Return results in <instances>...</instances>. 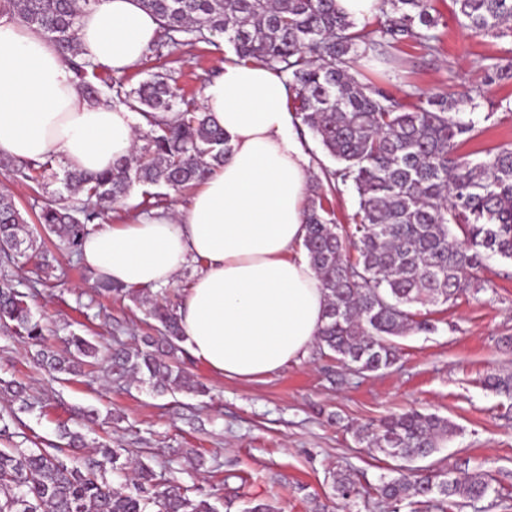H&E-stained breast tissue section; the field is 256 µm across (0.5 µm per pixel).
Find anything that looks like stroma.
Wrapping results in <instances>:
<instances>
[{
	"label": "stroma",
	"mask_w": 512,
	"mask_h": 512,
	"mask_svg": "<svg viewBox=\"0 0 512 512\" xmlns=\"http://www.w3.org/2000/svg\"><path fill=\"white\" fill-rule=\"evenodd\" d=\"M432 6L441 19L439 52L431 56L407 43L390 64L360 62V78L400 98L413 86L452 94L480 86L489 60L512 53L511 38L462 29L454 0H433ZM231 55L224 42L185 45L167 57L147 56L124 79L135 87L167 69L198 97ZM480 103V134L460 148L476 159L512 144V84L493 87ZM60 188L54 179L36 185L0 171V191L12 196L33 230L36 212L56 200ZM41 240L58 261L55 280L40 284L32 265L18 263L8 269L13 285L26 293L46 344L62 351L79 334L99 355L87 359L81 375L52 377L38 367L36 346L0 324V381L25 385L37 400L33 410L22 411L0 393V418L11 432L0 438V448L66 446L59 432L64 424L87 442L74 452L75 461L92 448L121 449L122 469L106 475L114 486L128 483L130 464L142 461L162 485L178 486L193 499L209 494L218 512H247L260 502L275 512H314L318 505L328 512H391L375 489L394 462L369 449L357 431L413 407L458 427L435 460L469 465L493 480L499 506L485 499L460 512H504V505H512V400L484 386L491 372L512 374V347L504 344L512 337V260L488 257L480 272L482 291L432 306L434 331L399 338L401 359L390 369L357 374L312 351L261 379L233 381L186 354L179 363L205 394H160L146 383L113 380L102 358L113 338L136 348L154 333L145 308L127 297L98 294L63 238L45 233ZM346 471L361 491L349 506L336 496V478Z\"/></svg>",
	"instance_id": "35a3bbf8"
}]
</instances>
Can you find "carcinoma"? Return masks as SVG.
I'll use <instances>...</instances> for the list:
<instances>
[{
    "label": "carcinoma",
    "mask_w": 512,
    "mask_h": 512,
    "mask_svg": "<svg viewBox=\"0 0 512 512\" xmlns=\"http://www.w3.org/2000/svg\"><path fill=\"white\" fill-rule=\"evenodd\" d=\"M97 0H0L6 12L46 35L75 71L88 102L124 106L148 130L140 156L124 159L100 173L67 171L69 193L48 204L37 221L48 233L67 239L79 254L86 226L105 215L136 186L164 187L175 193L200 182L229 152L224 130L178 86L168 72H155L136 87L121 77L102 78L98 66L79 57L76 32L82 14ZM159 21L149 51L172 53L190 35L198 42L224 38L239 60L265 64L288 77L296 114L337 162L325 181L310 185L304 248L325 291V322L316 343L358 373L378 372L399 358L396 339L412 331H432L426 305L455 301L463 292L483 288L478 273L490 254L512 260V145L490 150L481 160L459 152L479 134L476 122L449 114L456 104L479 108V89L418 95L407 108L385 87L357 77L365 60H387L407 42L439 50L438 18L432 0H383L378 28L368 31L343 14L336 0H140ZM459 25L477 35L512 37V0H455ZM104 83L110 94L98 86ZM485 82H512V57L486 67ZM172 112L170 119L164 113ZM55 159L0 157V169L39 184L56 176ZM352 184L358 208L354 231L336 223L330 197L337 186ZM23 258L42 279L54 265L43 246L26 230L13 199L0 195V264ZM99 292L136 301L137 291L100 278ZM148 315L160 335L146 349H131L117 339L106 355L107 372L118 379L138 375L165 390L205 393L203 386L173 363L183 342L179 318L158 301ZM0 323L39 345L43 327L33 320L25 295L6 277L0 279ZM70 350L41 352V365L56 374H74L97 349L73 335ZM486 387L512 394V375L493 374ZM457 427L435 414L417 410L391 413L377 427L361 429L369 447L404 462L426 459ZM61 448L0 450V512H146L159 502L163 512H215L205 498L193 501L180 488L164 489L153 470L140 463L131 482L114 487L103 480L116 469L117 448H99L81 465H70ZM486 475L461 478L454 470H394L378 488L399 512L402 503L445 510L485 498ZM337 496L357 495L348 474L336 479Z\"/></svg>",
    "instance_id": "obj_1"
}]
</instances>
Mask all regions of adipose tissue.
I'll return each mask as SVG.
<instances>
[{
  "label": "adipose tissue",
  "instance_id": "ef3b65f1",
  "mask_svg": "<svg viewBox=\"0 0 512 512\" xmlns=\"http://www.w3.org/2000/svg\"><path fill=\"white\" fill-rule=\"evenodd\" d=\"M157 31L138 0H98L80 19V55L122 74L141 65ZM202 106L230 140L223 165L176 216L88 225L81 260L94 276L154 288L201 264L179 307L184 343L216 376L253 380L305 357L324 323L303 246L312 161L273 68L224 61ZM137 121L125 107L90 104L53 44L0 17V154L105 171L131 155Z\"/></svg>",
  "mask_w": 512,
  "mask_h": 512
}]
</instances>
